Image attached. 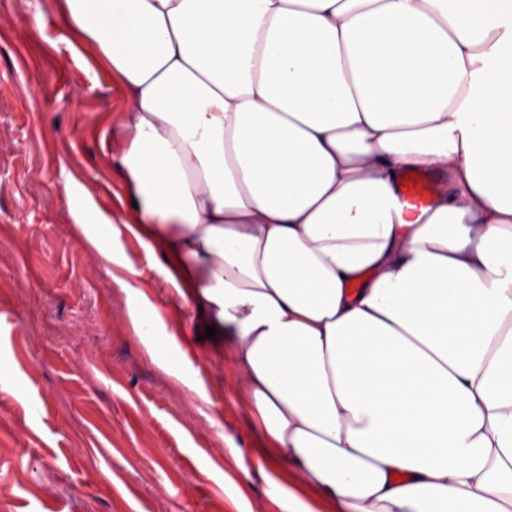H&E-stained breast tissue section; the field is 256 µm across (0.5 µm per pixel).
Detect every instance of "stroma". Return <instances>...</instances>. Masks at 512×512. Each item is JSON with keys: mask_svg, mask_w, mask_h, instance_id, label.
I'll use <instances>...</instances> for the list:
<instances>
[{"mask_svg": "<svg viewBox=\"0 0 512 512\" xmlns=\"http://www.w3.org/2000/svg\"><path fill=\"white\" fill-rule=\"evenodd\" d=\"M124 122L53 0H0V512H280L196 313L129 234L111 268L72 230L125 194L102 150ZM131 304L155 317L167 369ZM127 315L135 334L140 336L143 340L153 343L152 337L156 336V334L152 317L144 315L142 310L137 306H129Z\"/></svg>", "mask_w": 512, "mask_h": 512, "instance_id": "stroma-1", "label": "stroma"}]
</instances>
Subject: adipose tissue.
<instances>
[{"instance_id":"adipose-tissue-1","label":"adipose tissue","mask_w":512,"mask_h":512,"mask_svg":"<svg viewBox=\"0 0 512 512\" xmlns=\"http://www.w3.org/2000/svg\"><path fill=\"white\" fill-rule=\"evenodd\" d=\"M56 7L127 102L74 228L201 308L281 512H512V0ZM402 177L410 181L409 186H400V200L407 211H420L432 205L438 193V185L428 170L413 169L407 171Z\"/></svg>"}]
</instances>
